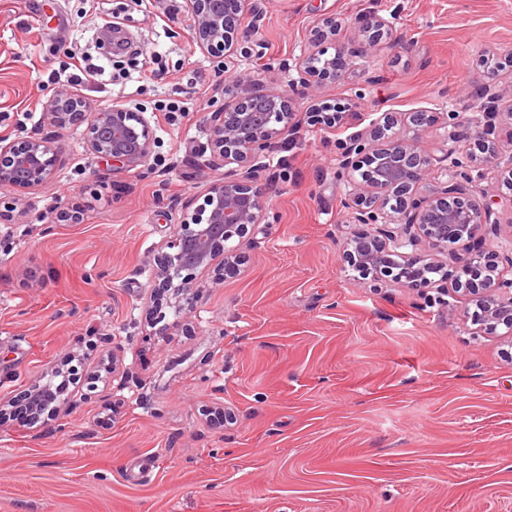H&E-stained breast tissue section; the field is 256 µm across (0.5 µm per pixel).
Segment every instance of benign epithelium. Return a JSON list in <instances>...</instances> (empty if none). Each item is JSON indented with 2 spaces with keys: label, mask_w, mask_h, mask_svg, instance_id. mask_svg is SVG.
I'll list each match as a JSON object with an SVG mask.
<instances>
[{
  "label": "benign epithelium",
  "mask_w": 512,
  "mask_h": 512,
  "mask_svg": "<svg viewBox=\"0 0 512 512\" xmlns=\"http://www.w3.org/2000/svg\"><path fill=\"white\" fill-rule=\"evenodd\" d=\"M185 7L197 48L226 59L247 37L243 16L252 15L254 29L260 18L253 0H185ZM355 26L370 47L391 37L394 29L390 19L374 10L361 15ZM337 29L336 19H322L314 28L315 48L283 61V70L297 73L289 91L224 90L228 98L207 118V148L209 164L226 170L218 179L203 175V203L181 213L169 251L157 258L156 277L165 287L184 290L192 283L189 275L218 261L226 269L238 265L239 256L227 243L243 239L267 216L261 174L272 145L295 123V92L316 93L325 79L358 68L359 55L353 50L327 55L324 43L334 41ZM345 108L339 101L322 100L309 113L310 122L333 129ZM44 115L60 129L86 123L87 149L114 171L148 166L154 127L142 112L118 103L95 106L82 94L61 89L48 98ZM436 122L431 112H406L402 128L395 129L398 120L389 118L382 128L342 144L338 176L347 185L342 204L348 211L344 261L362 280L389 278L404 288L441 287L452 272L456 291L464 296V317L512 340V279L503 277L482 246L485 235L500 228L493 218L495 201L462 196L466 186L476 187L485 179L483 163L471 149L460 147L457 112L446 113L444 133L422 149L420 143L431 137ZM58 163V149L43 137L0 139V187L32 190L54 177ZM436 171L446 181L430 195L418 196ZM66 402L64 396L47 398L45 387L38 385L27 409L37 419L49 405L58 408Z\"/></svg>",
  "instance_id": "obj_1"
}]
</instances>
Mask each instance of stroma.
I'll list each match as a JSON object with an SVG mask.
<instances>
[{
  "label": "stroma",
  "instance_id": "1",
  "mask_svg": "<svg viewBox=\"0 0 512 512\" xmlns=\"http://www.w3.org/2000/svg\"><path fill=\"white\" fill-rule=\"evenodd\" d=\"M257 32L229 72L284 89L280 64L307 50L323 18L356 46L369 5L396 14L362 70L324 82L352 99L335 129L309 123L277 139L263 174L276 182L268 221L238 249L235 276L195 273L190 315L173 297L154 312L155 256L188 207L203 202L207 117L224 99L184 0H0V138L49 136L62 165L45 185L0 188V512H512V357L477 332L455 293L362 283L344 262L339 144L387 112H456L465 135L496 84L508 121L512 0H260ZM120 23L142 56L113 57L96 29ZM106 64L82 85L157 118L151 172L94 157L84 126L44 122L70 56ZM64 206L82 215L53 224ZM120 349L124 375L108 374ZM76 360L68 406L35 424L17 416L33 384Z\"/></svg>",
  "mask_w": 512,
  "mask_h": 512
}]
</instances>
